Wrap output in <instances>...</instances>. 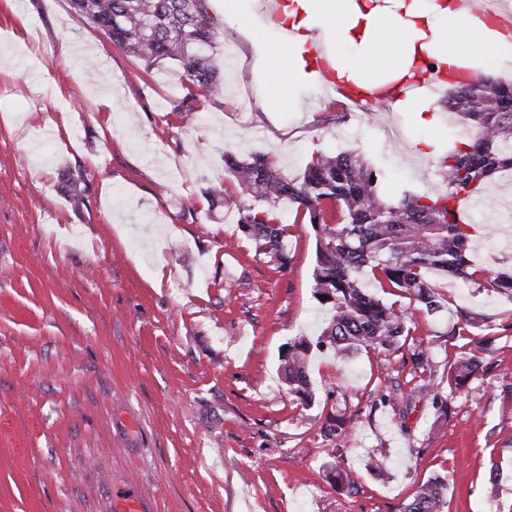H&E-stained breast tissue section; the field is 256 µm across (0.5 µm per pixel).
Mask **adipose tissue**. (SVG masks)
I'll list each match as a JSON object with an SVG mask.
<instances>
[{"label": "adipose tissue", "instance_id": "adipose-tissue-1", "mask_svg": "<svg viewBox=\"0 0 512 512\" xmlns=\"http://www.w3.org/2000/svg\"><path fill=\"white\" fill-rule=\"evenodd\" d=\"M224 19L255 47L262 111H297L302 90L327 73L368 95L389 93L394 111L431 130L418 146L436 160L445 146L426 71L456 80L512 68V21L462 0H224Z\"/></svg>", "mask_w": 512, "mask_h": 512}]
</instances>
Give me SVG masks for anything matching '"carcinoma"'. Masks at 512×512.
Returning <instances> with one entry per match:
<instances>
[{
  "label": "carcinoma",
  "mask_w": 512,
  "mask_h": 512,
  "mask_svg": "<svg viewBox=\"0 0 512 512\" xmlns=\"http://www.w3.org/2000/svg\"><path fill=\"white\" fill-rule=\"evenodd\" d=\"M207 0H72L73 9L100 28L113 44L147 68L172 62L189 83L191 91L173 105L172 111L191 115L198 98L224 94V71L204 49H215L218 31L206 7ZM467 126L464 136L448 142V152L438 165L448 190L432 199L405 197L386 200L379 190L378 174L360 157L340 152L321 154L311 160L303 175L290 179L264 155L240 159L224 155V170L253 198L245 206L239 197L224 191V182L209 186L205 194L213 207L235 210L239 227L256 251L285 266L288 224L274 221L269 207L291 202L303 208L316 233V266L313 295L333 311L332 318L315 342L300 336L288 345L281 380L288 392L303 404L314 391L308 374L312 348L328 349L347 361L362 350L393 354L409 346L412 379L417 387L433 389L441 412L467 382L493 370L488 359L496 337L471 336L484 318L458 309L450 336L477 342L478 351H464L448 362L442 378L434 379L433 352L424 340L408 342L417 330L413 315L397 310L368 291L366 278L383 288L399 290L422 310L440 308L426 273L436 271L453 281L474 284L487 291L512 296V274L498 275L472 264L466 257L473 225L462 219L460 204L476 187L498 173H512V83L479 78L448 93L440 102ZM353 418H327L329 435L344 432ZM329 483L338 491L356 490V481L338 449L328 448ZM448 479L440 476L421 485L400 512H444Z\"/></svg>",
  "instance_id": "cac0c4a2"
}]
</instances>
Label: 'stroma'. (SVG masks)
<instances>
[{
    "label": "stroma",
    "mask_w": 512,
    "mask_h": 512,
    "mask_svg": "<svg viewBox=\"0 0 512 512\" xmlns=\"http://www.w3.org/2000/svg\"><path fill=\"white\" fill-rule=\"evenodd\" d=\"M208 10L224 95L186 121L171 110L185 93L175 67L145 69L69 0H0V512H126L131 497L143 512H399L439 474L445 512H512L511 297L437 274L436 314L386 295L414 313L436 369L458 352L456 309L498 336L494 379L471 381L448 416L399 351L345 363L314 352L308 405L281 383L288 344L330 317L311 288L315 234L280 203L288 264L258 254L237 212L204 193L219 179L235 191L225 153L267 155L295 177L349 151L395 201L446 185L413 152L407 114L372 121L321 86L303 92V111H261L251 44L219 0ZM463 214L472 260L511 269L512 177ZM339 411L351 426L326 436ZM336 447L356 494L325 479Z\"/></svg>",
    "instance_id": "stroma-1"
}]
</instances>
